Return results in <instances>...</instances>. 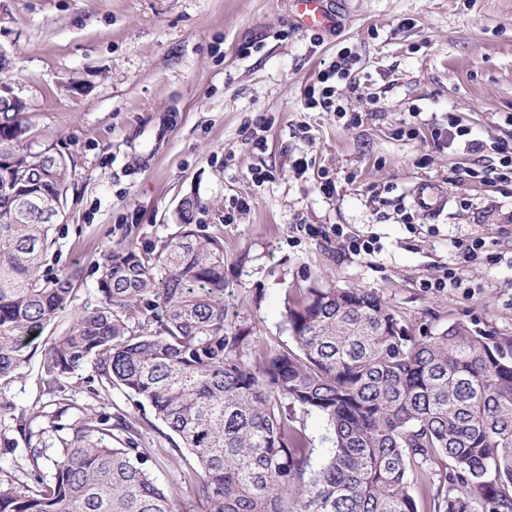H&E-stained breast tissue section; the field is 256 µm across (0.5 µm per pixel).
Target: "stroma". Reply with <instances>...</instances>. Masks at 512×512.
<instances>
[{
  "mask_svg": "<svg viewBox=\"0 0 512 512\" xmlns=\"http://www.w3.org/2000/svg\"><path fill=\"white\" fill-rule=\"evenodd\" d=\"M344 47L358 55L355 86L337 87L345 115L306 108V89ZM0 49L33 150L69 160L44 272L83 273L36 346L96 305L105 249L155 253L180 234L187 198L201 233L224 240V323L245 330V363L293 346L285 304L315 283L374 292L416 335L460 320L512 336V189L464 177L493 165L491 152L430 136L453 114L475 138L512 139V0H332L322 27L298 23L294 0H0ZM325 176L333 195L320 190ZM421 181L443 187L448 207L401 223ZM301 224H341L377 249L356 254ZM475 237L501 261L460 265L461 287H433L455 242ZM54 389L90 414L134 420L152 477L180 512H202L180 483L175 434L127 390L102 389L89 366L51 388L36 355L0 380L12 405L0 416L1 468H28L21 432L47 427Z\"/></svg>",
  "mask_w": 512,
  "mask_h": 512,
  "instance_id": "1",
  "label": "stroma"
}]
</instances>
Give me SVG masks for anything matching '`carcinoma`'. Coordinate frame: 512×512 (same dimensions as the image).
Segmentation results:
<instances>
[{
	"instance_id": "carcinoma-1",
	"label": "carcinoma",
	"mask_w": 512,
	"mask_h": 512,
	"mask_svg": "<svg viewBox=\"0 0 512 512\" xmlns=\"http://www.w3.org/2000/svg\"><path fill=\"white\" fill-rule=\"evenodd\" d=\"M28 137L25 113L0 112V379L31 359L29 335L82 276L41 272L68 167ZM197 208L182 201V231L155 255L107 253L98 304L42 351L50 379L91 361L103 386L147 403L193 458L183 482L205 512H512V336L464 322L414 336L372 291L313 286L286 310L296 349L248 365L246 334L224 326V242L193 228ZM290 405L326 423L316 467ZM71 408L66 433L51 424L29 448L31 483L0 468V512H178L143 449L113 444L135 422ZM427 464L439 486L417 499Z\"/></svg>"
}]
</instances>
